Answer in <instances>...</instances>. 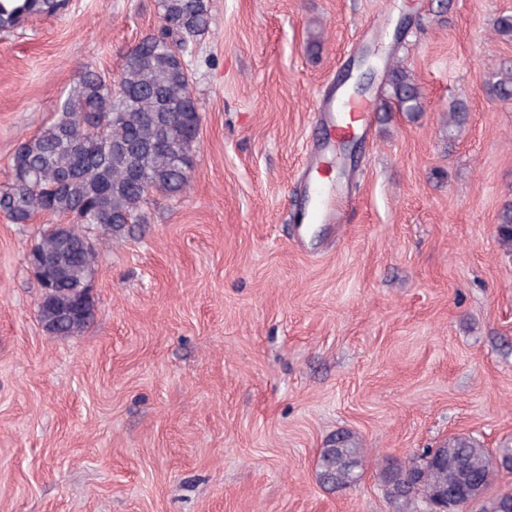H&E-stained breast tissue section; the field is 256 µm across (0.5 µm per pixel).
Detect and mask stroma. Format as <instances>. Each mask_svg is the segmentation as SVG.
Here are the masks:
<instances>
[{
	"label": "stroma",
	"instance_id": "stroma-1",
	"mask_svg": "<svg viewBox=\"0 0 512 512\" xmlns=\"http://www.w3.org/2000/svg\"><path fill=\"white\" fill-rule=\"evenodd\" d=\"M188 55L202 115L186 192L100 235L95 316L43 328L0 215V512H392L381 476L425 448L512 438V0H210ZM157 0H68L0 31V183L85 66L116 79ZM424 110H375L340 224L299 225L316 98L368 47ZM469 120L449 141V102ZM362 480L321 485L337 432ZM490 94L504 100L512 98V65L495 71L487 82Z\"/></svg>",
	"mask_w": 512,
	"mask_h": 512
}]
</instances>
